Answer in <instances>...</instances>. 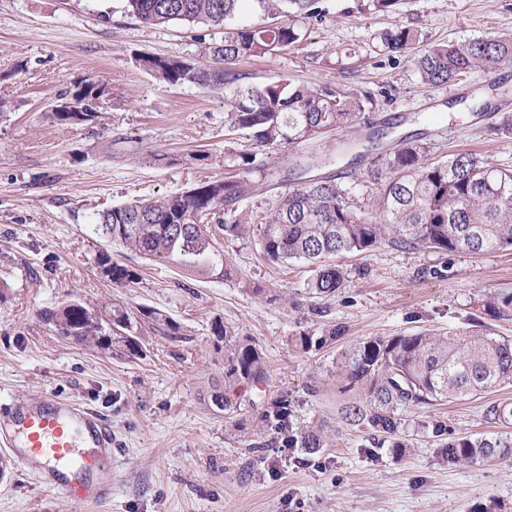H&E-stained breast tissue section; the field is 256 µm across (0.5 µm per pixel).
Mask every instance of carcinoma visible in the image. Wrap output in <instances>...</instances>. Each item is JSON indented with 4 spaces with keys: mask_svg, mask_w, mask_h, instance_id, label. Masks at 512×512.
<instances>
[{
    "mask_svg": "<svg viewBox=\"0 0 512 512\" xmlns=\"http://www.w3.org/2000/svg\"><path fill=\"white\" fill-rule=\"evenodd\" d=\"M246 0H123L124 12L142 23L166 27L188 22L209 31L206 52L222 66L198 69L184 57L142 54L140 67L168 85L197 84L224 90L225 128L250 142L248 151H232L227 160L239 177L207 179L158 199H135L92 216L94 233L149 259H158L194 278H238L219 250V236L243 231V203L260 184L276 176L300 183L278 199L264 217L260 237L263 257L283 264L291 259L312 266L308 294L330 299L343 288L345 274L329 262L343 254L358 256L387 245L442 253L484 254L512 248V170L490 165L472 154H455L432 162L430 146L404 138L378 153L368 178L377 186L380 220L349 200L347 192L327 175H306L329 166L332 159L317 138L328 131L361 127L373 102L370 92L352 83L308 85L277 82L256 85L236 68L244 57H269L301 43L305 25L326 14L322 0H252L261 12L258 23L239 21ZM388 58L397 61L420 43L417 32L396 27L383 34ZM512 64V33L425 47L415 60L426 84L448 83L474 70L492 74ZM102 83L86 79L58 97L91 98ZM63 125L94 123L97 112L57 110ZM306 143V149L293 147ZM287 150L279 162L257 160L266 150ZM101 273L113 285L125 287L140 279L133 267L112 261L106 251L96 256ZM41 319L54 326L64 341L84 347L112 348L121 343L127 354L141 349V333L151 331L177 340L181 327L154 308L134 312L117 302L96 304L71 299L47 309ZM224 339V390L210 400L227 417L255 407L243 394L265 390L269 372L259 347L222 322L212 327ZM304 353L323 343L308 333L292 337ZM336 378L356 387L362 400L343 408V419L365 426L393 448L407 447L402 437L405 411L451 398L475 396L512 381V340L479 333L421 332L389 339L370 338L343 352L336 361ZM485 416L512 423V405L492 403ZM262 427L281 435L286 448L312 455L326 447L319 430L300 436L286 434L288 396L279 395L262 410ZM433 433L448 436L443 451L451 463H475L512 455V438L455 437L437 424Z\"/></svg>",
    "mask_w": 512,
    "mask_h": 512,
    "instance_id": "1",
    "label": "carcinoma"
}]
</instances>
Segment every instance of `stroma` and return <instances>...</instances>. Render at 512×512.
Here are the masks:
<instances>
[{
  "instance_id": "35a3bbf8",
  "label": "stroma",
  "mask_w": 512,
  "mask_h": 512,
  "mask_svg": "<svg viewBox=\"0 0 512 512\" xmlns=\"http://www.w3.org/2000/svg\"><path fill=\"white\" fill-rule=\"evenodd\" d=\"M355 0H325L299 46L268 58H243L252 84L352 82L374 94L368 115L384 144L406 136L428 142L439 161L473 153L512 169V136L491 138L496 120L469 111L497 85L512 101V68L473 71L446 84L421 81L413 58L387 59L383 34L401 26L424 42H464L512 32V0H399L396 13L355 12ZM122 0H0V400L42 390L112 421L116 453L112 500L98 512H512V457L457 464L441 451L442 421L474 438L503 433L486 419L492 402L512 403V382L475 397L407 411L405 451L348 424L345 390L333 371L345 348L369 337L477 330L512 339V311L491 316L487 299L512 292V249L482 255L381 246L336 256L346 280L330 299L310 297L311 269L275 265L262 255L260 226L284 185L269 183L246 203L250 224L221 239L255 295L232 279L197 281L112 246L114 261L140 279L118 288L95 266L102 249L90 218L136 198H160L206 178H222L227 149L244 150L224 127L223 91L165 85L135 62L139 53L184 57L216 67L198 27L146 25ZM111 93L97 121L63 125L57 94L84 79ZM208 161L192 160V153ZM119 301L158 309L181 325V340L146 333L127 357L62 340L40 313L69 299ZM237 327L261 349L267 397L287 394L289 430L323 428L327 448L304 457L278 449L255 414L226 418L211 406L224 381V350L213 322ZM309 332L326 344L295 351L289 337ZM336 340H329V332ZM261 443L260 453H248ZM0 512H75L18 470L0 476Z\"/></svg>"
}]
</instances>
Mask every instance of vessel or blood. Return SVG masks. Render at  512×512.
<instances>
[{
	"label": "vessel or blood",
	"instance_id": "vessel-or-blood-1",
	"mask_svg": "<svg viewBox=\"0 0 512 512\" xmlns=\"http://www.w3.org/2000/svg\"><path fill=\"white\" fill-rule=\"evenodd\" d=\"M112 444L111 421L54 392L0 403V447L83 512L112 497Z\"/></svg>",
	"mask_w": 512,
	"mask_h": 512
}]
</instances>
